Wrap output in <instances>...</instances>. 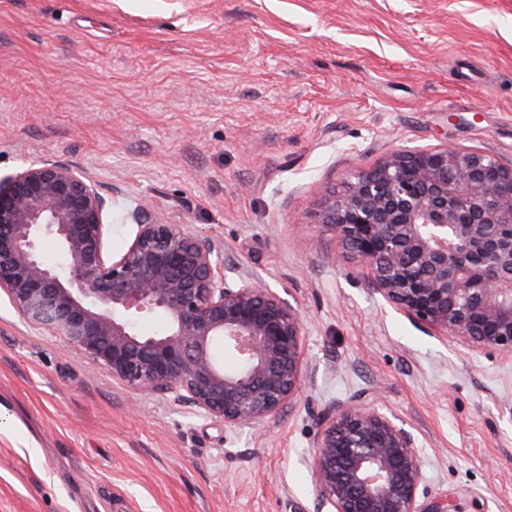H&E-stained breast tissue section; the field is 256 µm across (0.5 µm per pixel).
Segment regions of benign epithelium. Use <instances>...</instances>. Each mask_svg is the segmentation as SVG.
<instances>
[{"label": "benign epithelium", "mask_w": 512, "mask_h": 512, "mask_svg": "<svg viewBox=\"0 0 512 512\" xmlns=\"http://www.w3.org/2000/svg\"><path fill=\"white\" fill-rule=\"evenodd\" d=\"M323 198L318 223L386 302L433 336L512 358V166L448 146L394 149ZM111 208L61 161L0 179V291L26 322L121 384L229 425H263L293 406L309 371L299 309L224 256L223 243L145 205L129 214L125 246L107 252ZM44 239L61 262L43 258ZM150 313L165 332L139 333ZM380 401L375 390L320 415L316 512H450L444 499L420 503L415 438Z\"/></svg>", "instance_id": "1"}]
</instances>
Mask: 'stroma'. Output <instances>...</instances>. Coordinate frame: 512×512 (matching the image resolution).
<instances>
[{"mask_svg": "<svg viewBox=\"0 0 512 512\" xmlns=\"http://www.w3.org/2000/svg\"><path fill=\"white\" fill-rule=\"evenodd\" d=\"M512 165V0H0V176L71 163L296 304L273 422L139 395L0 292V512H314L330 404L380 389L426 499L512 512V362L431 336L316 223L396 147Z\"/></svg>", "mask_w": 512, "mask_h": 512, "instance_id": "stroma-1", "label": "stroma"}]
</instances>
